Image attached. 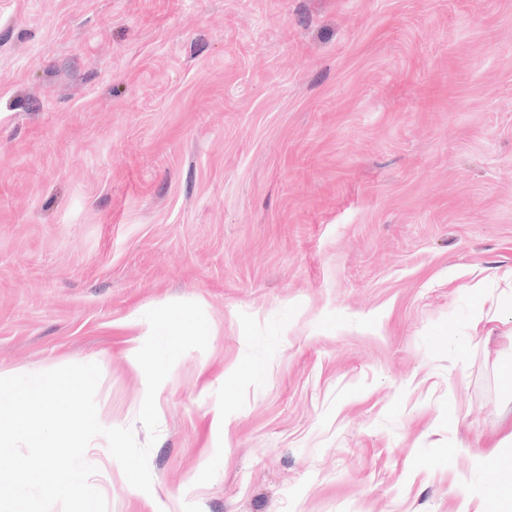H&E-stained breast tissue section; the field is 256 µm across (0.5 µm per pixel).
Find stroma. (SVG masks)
I'll use <instances>...</instances> for the list:
<instances>
[{"label": "stroma", "mask_w": 512, "mask_h": 512, "mask_svg": "<svg viewBox=\"0 0 512 512\" xmlns=\"http://www.w3.org/2000/svg\"><path fill=\"white\" fill-rule=\"evenodd\" d=\"M511 291L512 0H0V375L210 326L108 512H507Z\"/></svg>", "instance_id": "obj_1"}]
</instances>
